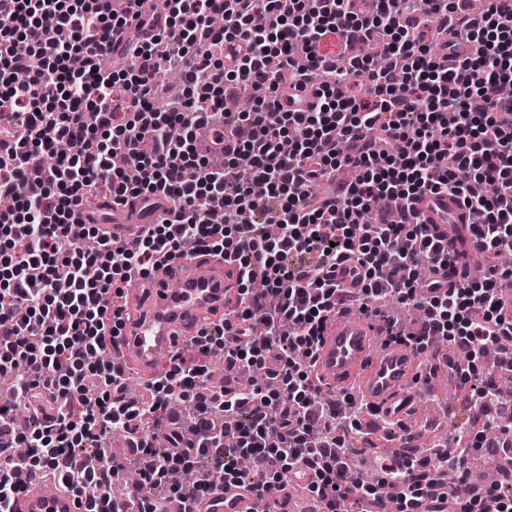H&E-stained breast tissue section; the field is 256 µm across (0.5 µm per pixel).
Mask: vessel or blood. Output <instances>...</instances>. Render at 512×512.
Here are the masks:
<instances>
[{
  "label": "vessel or blood",
  "instance_id": "1",
  "mask_svg": "<svg viewBox=\"0 0 512 512\" xmlns=\"http://www.w3.org/2000/svg\"><path fill=\"white\" fill-rule=\"evenodd\" d=\"M419 223L432 225L448 238V252L457 259L480 250L469 231L470 217L459 198L445 192L425 195L414 207ZM364 277L358 263L348 261L337 270L347 296H356ZM236 263L191 259L158 270L144 290V301L127 320L114 352L134 363L144 380L161 375L167 353L197 335L204 319L231 311L237 300ZM378 324L336 311L330 318L315 356L312 376L322 389H353L359 399L389 422L401 423L411 413L422 386L418 357L406 345L379 343ZM12 512H84L82 499L65 490H47L27 480L11 505ZM254 496L241 487H215L205 498L167 496L153 504V512H255Z\"/></svg>",
  "mask_w": 512,
  "mask_h": 512
}]
</instances>
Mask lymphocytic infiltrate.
<instances>
[{
	"label": "lymphocytic infiltrate",
	"mask_w": 512,
	"mask_h": 512,
	"mask_svg": "<svg viewBox=\"0 0 512 512\" xmlns=\"http://www.w3.org/2000/svg\"><path fill=\"white\" fill-rule=\"evenodd\" d=\"M147 0H0V376L7 390L49 408L34 427L0 404V512L24 489L25 475L52 479L88 503L114 512L112 487L125 469L104 442L127 437L140 467L143 506L157 494L210 493L217 482L246 485L258 505L305 469L319 512H336L347 494L372 503L396 498L399 512H512L497 483L459 499L439 475L462 468L456 447L426 469L381 457V482L362 481L338 454L341 436L309 430L326 419L312 361L341 297L336 268L353 259L364 270L361 311L385 321L388 341L422 352L442 340L466 346L464 382L475 381L490 349L512 341V320L495 302L491 266L441 289L435 274L452 260L440 235L412 222L410 207L441 190L481 213L471 230L484 251L512 256V0H488L482 13L461 0H166L165 17ZM138 22L150 37L134 62L113 66L112 32ZM436 23L443 41L467 45L443 63L425 37ZM344 50L379 39L390 65L372 68L353 55L348 67L322 58L327 34ZM167 67L182 90L159 84ZM123 80L128 115L112 110ZM257 92L252 111L228 112V86ZM301 83L319 103L283 110L282 95ZM211 129L210 143L196 129ZM133 155L135 172L112 158ZM354 181L335 196L314 184L341 167ZM165 217L136 245L83 221L101 186ZM233 224L209 220L214 208ZM81 228L96 241L81 249ZM206 256L237 262L235 308L203 332L192 353L138 395L112 356L124 326L123 289L164 264ZM224 354L225 382L207 384L211 357ZM190 467L191 481L170 483Z\"/></svg>",
	"instance_id": "obj_1"
}]
</instances>
